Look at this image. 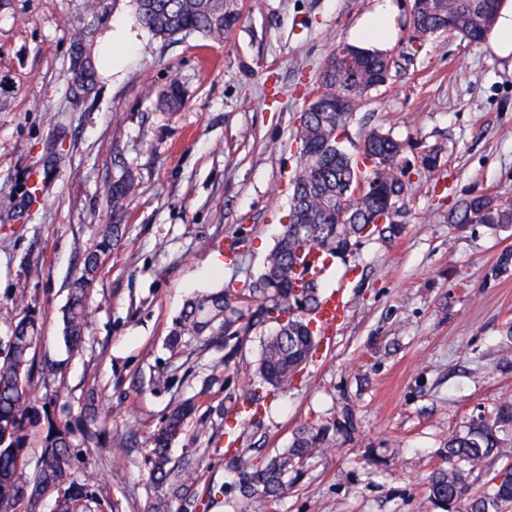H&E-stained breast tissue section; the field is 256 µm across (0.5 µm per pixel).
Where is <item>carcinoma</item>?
<instances>
[{
	"label": "carcinoma",
	"instance_id": "1",
	"mask_svg": "<svg viewBox=\"0 0 512 512\" xmlns=\"http://www.w3.org/2000/svg\"><path fill=\"white\" fill-rule=\"evenodd\" d=\"M504 0H416L411 20V38L445 31L480 43L495 25ZM136 20L152 35L167 39L186 30L207 38H219L235 22L224 0H136ZM354 55L355 81L350 93L357 106L366 104L369 91L386 85L395 61L390 54L361 50L345 44ZM71 86L88 93L96 73L76 50L71 62ZM346 82L339 66L322 67L313 102L305 106L297 126L300 161L291 180L289 220L266 257L264 271L240 289L226 288L193 297L173 321L167 338L172 365L151 378L155 388H167L177 370L173 362L186 353L192 340L205 349L219 344L234 358L241 337L267 332L255 375L272 391L292 386L316 351L320 327H311L320 303L317 280L306 278V257L318 251L332 261L352 254L362 241H395L402 233L404 200L412 176L430 177L440 166L436 150L428 151L422 165L410 169L409 143L391 131L374 126L365 131L354 150H348L349 113L336 109V85ZM136 192L131 180L112 183L108 201L112 214L123 217L127 201ZM448 223L459 228L481 224L497 233L512 228V199L494 194H475L459 199L448 210ZM122 237L121 221L102 230L96 248L85 254L80 275L68 284L69 298L62 310V336L69 352L84 349L90 318L89 289L101 256ZM39 324L26 315L10 326V336L0 340V512H39L43 499L55 495L56 512H122L110 483L76 465L77 449L94 448L102 460L115 453H130L126 438L114 439L103 418L87 401L73 416L67 404H57L58 394L35 395L36 386L49 390L62 374L60 364L37 358L35 347ZM244 400L255 406L253 416L262 417L261 400L254 381L247 382ZM191 402L169 410L161 425L148 438L145 457L151 512H199L209 509L224 488L202 481V455L193 451L174 459L169 454L173 440L182 435L194 414ZM37 431L40 451L28 464L31 431ZM512 402L502 403L492 419H479L448 435L439 452L440 462L430 477L429 496L442 512H454L467 501L466 512H509L512 509V472L502 482L499 474L478 497L468 495L465 473L480 468L489 456L509 462L512 469ZM224 458L240 468L238 491L244 498L256 493L269 502L288 490V474L299 477L307 461L324 452L328 434L323 429L297 428L291 443L264 462L246 463L236 443L235 429H224Z\"/></svg>",
	"mask_w": 512,
	"mask_h": 512
}]
</instances>
